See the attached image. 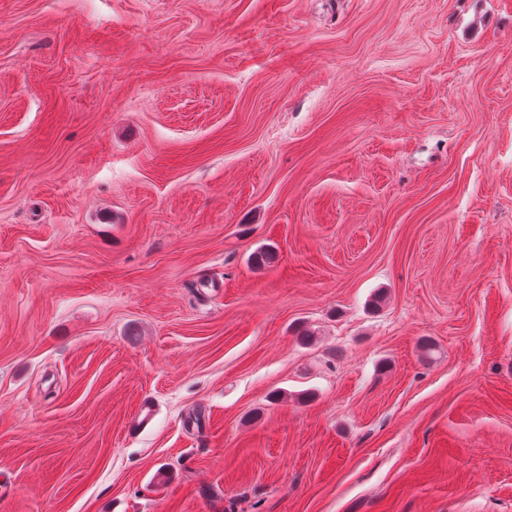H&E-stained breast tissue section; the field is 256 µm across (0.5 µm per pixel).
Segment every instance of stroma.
<instances>
[{"label": "stroma", "instance_id": "1", "mask_svg": "<svg viewBox=\"0 0 512 512\" xmlns=\"http://www.w3.org/2000/svg\"><path fill=\"white\" fill-rule=\"evenodd\" d=\"M0 512H512V0H0Z\"/></svg>", "mask_w": 512, "mask_h": 512}]
</instances>
